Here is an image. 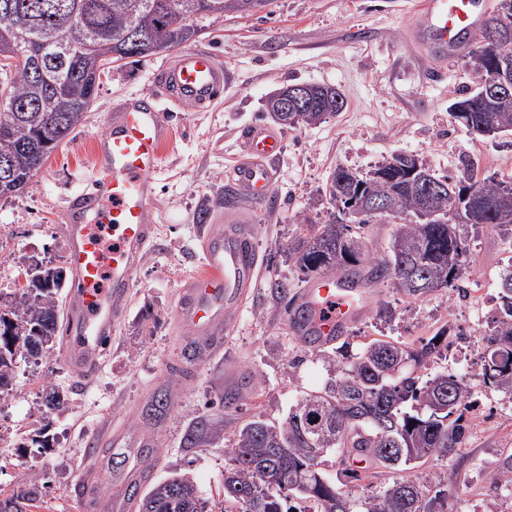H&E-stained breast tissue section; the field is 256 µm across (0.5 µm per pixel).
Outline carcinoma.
Masks as SVG:
<instances>
[{
    "mask_svg": "<svg viewBox=\"0 0 512 512\" xmlns=\"http://www.w3.org/2000/svg\"><path fill=\"white\" fill-rule=\"evenodd\" d=\"M271 0H0V53L17 33L32 36L23 60L0 67V96L17 110H0V199L22 192L50 155L81 123L93 103L105 63L151 57L198 36V20L224 15L252 16ZM60 40L69 53L45 60L34 73L29 60L44 42ZM492 59L475 61L474 86L453 102L454 122L478 135L480 126L512 131V99L495 101L480 94ZM310 106L298 113L297 125L311 126L342 111L344 96L334 87L309 85ZM413 155L398 153L364 173L339 167L327 192L337 212L309 234L288 243V259L308 278L322 272L376 283L394 280L409 298L459 287L467 260L468 227L512 228V180L478 178L475 162L463 154L459 173L438 175L420 163L418 174L440 190L423 193L416 185ZM473 189L470 216L458 223L449 216L448 200L458 190ZM371 195L388 201L395 225L388 253L367 257L365 230L376 218L366 213L346 224L347 198ZM43 288L22 287L12 294L11 317L0 314V327L12 329L4 346L0 330V390L15 377L20 358L38 361L54 346L60 331L57 295L63 269L47 266ZM499 307L484 336L480 376L484 384L512 394V269L499 278ZM448 329L441 328L420 345L374 338L352 361L325 356L336 379L304 396L280 424L253 419L233 431L224 469V512H306L291 501L307 500L314 512H447L444 490L428 495L412 481L395 482L379 493L351 499L341 487L360 481L377 466L392 468L448 456L461 447L467 421L464 410L473 397L466 377L440 372L421 377V367L448 351ZM223 429L206 418L188 430L184 441L195 447L221 437ZM333 452L339 468L331 477L319 458ZM494 488H512V455L498 461ZM141 495L139 512H215L194 477L175 473ZM39 496L36 484L0 496V512H28Z\"/></svg>",
    "mask_w": 512,
    "mask_h": 512,
    "instance_id": "cac0c4a2",
    "label": "carcinoma"
}]
</instances>
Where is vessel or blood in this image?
<instances>
[{
    "label": "vessel or blood",
    "instance_id": "vessel-or-blood-1",
    "mask_svg": "<svg viewBox=\"0 0 512 512\" xmlns=\"http://www.w3.org/2000/svg\"><path fill=\"white\" fill-rule=\"evenodd\" d=\"M417 17L416 44L424 57L442 61L463 55V34H474L484 20L477 0H420ZM225 82L224 65L209 50L178 52L154 73L147 91L116 107L107 131L93 143L92 187L62 215L67 266L76 284L65 313L64 356L83 378H92L100 368L112 330L129 305L135 275L153 245L154 176L172 139L166 112L172 106L205 110ZM243 141L244 156L226 176L230 195L224 221L204 235L202 272L185 281L175 309L199 364L223 350L231 315L252 297L260 276L255 228L241 203L250 201L255 209L270 206L284 140L275 128L255 123L247 127ZM300 304L309 320L295 327V334L318 337L323 344L335 341L363 314L361 295L332 274L305 288ZM101 441L118 449L150 443L108 427ZM151 477V469L142 464L113 473L109 500L101 497L94 481H87L85 512L123 507L126 493Z\"/></svg>",
    "mask_w": 512,
    "mask_h": 512
}]
</instances>
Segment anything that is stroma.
I'll return each instance as SVG.
<instances>
[{"mask_svg":"<svg viewBox=\"0 0 512 512\" xmlns=\"http://www.w3.org/2000/svg\"><path fill=\"white\" fill-rule=\"evenodd\" d=\"M412 2L273 0L249 17L202 21L188 45L209 49L223 62L224 93L208 110L175 107L168 114L173 139L156 176L155 243L135 276L129 308L99 373L84 379L56 345L39 364L20 363L12 388L0 391V492L34 481L40 494L36 512H81L86 455L98 430L110 423L154 436L144 451L154 480L191 472L204 496L223 505L228 435L255 416L285 421L299 399L332 378L328 364L293 335L284 313L288 298L309 283L285 248L302 220H326L333 171H364L405 152L436 173L453 174L466 153L478 176L512 177V131L477 137L448 113L460 92L473 85L472 57L442 63L439 81L421 70L410 48ZM168 58L162 52L113 64L71 140L56 148L23 193L0 200V289L26 286L35 261L65 266L61 213L95 176L92 143L115 105L149 87L153 70ZM302 82L340 90L346 106L321 124L283 129L274 206L256 219L259 286L234 313L221 355L190 367L182 358L183 332L174 312L181 285L202 270L199 214L223 207L224 176L241 155V133L264 121L268 96ZM468 245L463 291L448 288L410 299L392 281L371 284L363 297L365 319L343 337L354 355L374 338L416 344L445 324L463 330V342L447 357L428 361L424 371L463 375L473 387L464 444L450 457L434 456L409 470L377 468L369 481L348 485L353 496L408 479L441 484L448 512H512V494L489 488L497 460L512 454V395L485 387L479 376L481 338L498 304L499 274L512 259V239L483 226L470 229ZM278 281L287 284V299L274 294L271 285ZM384 303L390 316L379 313ZM47 380L66 392L64 409L51 412L42 405ZM160 392L170 397V408L147 416ZM235 393L242 401L225 408V396ZM204 416L223 424L224 437L187 447L185 433Z\"/></svg>","mask_w":512,"mask_h":512,"instance_id":"35a3bbf8","label":"stroma"}]
</instances>
